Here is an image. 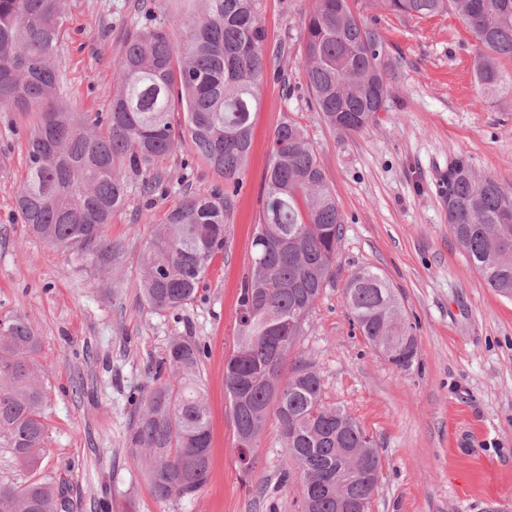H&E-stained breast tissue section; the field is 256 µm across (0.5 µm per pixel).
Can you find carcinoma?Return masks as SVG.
<instances>
[{
    "label": "carcinoma",
    "instance_id": "obj_1",
    "mask_svg": "<svg viewBox=\"0 0 512 512\" xmlns=\"http://www.w3.org/2000/svg\"><path fill=\"white\" fill-rule=\"evenodd\" d=\"M180 41L145 26L123 46L118 84L106 118L56 103V56L65 0H0V105L36 110L27 137V171L17 198L21 223L38 237L86 256L109 253L106 227L121 207L126 173L188 147L224 178V192L195 191L156 226L140 257L138 288L158 311L191 301L217 254L252 146V113L267 75L266 34L258 0H188ZM403 15L454 11L476 43L481 95L512 94V0H380ZM303 63L312 107L331 130L353 136L383 110L394 61L381 35L350 0H315L305 21ZM184 124L173 123L175 107ZM448 224L471 266L497 294L512 299V188L474 171L468 159L448 166ZM343 216L304 129L284 119L271 136L262 211L251 243L250 270L239 298L236 336L224 359V390L236 442L260 436L275 414L285 442L283 481L300 488L301 512H354L351 500L373 495L381 456L372 436L345 409L325 402L323 378L310 363L288 358L307 331L325 288L336 277ZM348 314L377 352L398 369L417 354L413 326L387 276L362 268L346 281ZM41 337L15 316L0 323V446L37 467L47 435L44 390L34 355ZM203 348L178 336L158 364L154 386L139 402L127 436L140 452L160 501L198 495L208 480L210 415L201 375ZM0 512H68L52 483L0 482Z\"/></svg>",
    "mask_w": 512,
    "mask_h": 512
}]
</instances>
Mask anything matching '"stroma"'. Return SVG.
Segmentation results:
<instances>
[{"instance_id": "stroma-1", "label": "stroma", "mask_w": 512, "mask_h": 512, "mask_svg": "<svg viewBox=\"0 0 512 512\" xmlns=\"http://www.w3.org/2000/svg\"><path fill=\"white\" fill-rule=\"evenodd\" d=\"M270 73L253 115V143L225 227L224 251L196 295L175 311L139 295V256L155 225L189 193L224 180L189 149L159 159L152 194L130 175L101 264L48 243L21 224L16 200L34 123L0 106V321L22 315L41 339L47 438L37 470L0 447V481L37 475L63 487L71 512H300L296 480L281 482L286 449L276 419L257 440L250 471L224 393L237 298L262 209L271 134L283 118L312 142L344 217L337 272L295 349L378 444L383 467L371 512H512V300L470 265L448 227L443 178L463 156L512 188V99L488 100L473 73L474 39L462 19L394 13L353 0L395 62L385 108L368 130L335 134L310 104L301 34L313 0H259ZM56 65L58 99L73 112H108L126 39L146 25L173 27L185 0H66ZM363 267L397 288L419 348L400 370L352 324L343 288ZM205 347L202 377L212 423L210 474L191 500L162 502L127 444L132 396L153 385L171 339Z\"/></svg>"}]
</instances>
